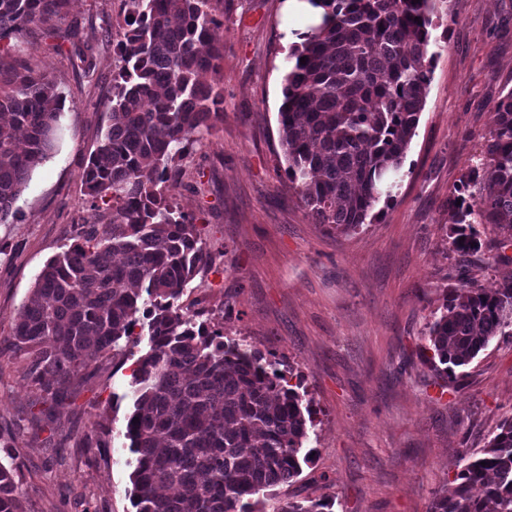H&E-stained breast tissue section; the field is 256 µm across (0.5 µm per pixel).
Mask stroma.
Segmentation results:
<instances>
[{"label":"stroma","instance_id":"stroma-1","mask_svg":"<svg viewBox=\"0 0 512 512\" xmlns=\"http://www.w3.org/2000/svg\"><path fill=\"white\" fill-rule=\"evenodd\" d=\"M283 0H213L224 26V122L181 159L186 186L174 203L196 218L220 262L199 273L181 299L228 336L289 361L304 377L319 423L311 461L267 506L329 495L336 512H428L456 461L484 447L512 416V339H495L447 379L428 360L423 333L457 287L448 250V199L477 165L492 125V102L512 89V0H441L425 107L390 203L355 231L327 232L289 190L278 109L290 44ZM120 0H72L68 18L109 28ZM92 77L31 40L28 64L54 79L68 110L56 165L34 174L18 218L0 224V433L15 435L25 512H135L132 454L124 438L131 374L141 347L103 356L82 386L36 421L43 394L27 362L7 349L13 318L36 275L74 242L89 212L81 167L108 126L100 102L117 59L93 39ZM485 245L470 275L483 288L512 276V246L481 225ZM108 423L109 445L95 447Z\"/></svg>","mask_w":512,"mask_h":512}]
</instances>
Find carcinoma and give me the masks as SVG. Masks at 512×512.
Returning <instances> with one entry per match:
<instances>
[{
    "mask_svg": "<svg viewBox=\"0 0 512 512\" xmlns=\"http://www.w3.org/2000/svg\"><path fill=\"white\" fill-rule=\"evenodd\" d=\"M108 31L119 59L110 123L80 177L89 217L51 258L17 310L8 349L57 401L106 354H126L147 330L132 373L124 436L136 454V512H266L275 489L309 462L316 410L303 377L283 359L224 337L179 300L215 261L194 217L168 199L183 184L176 164L224 123V89L203 80L224 56L212 0H120ZM319 24L290 47L279 137L290 188L314 223L346 233L391 189L424 109L435 57L430 27L439 0H308ZM71 0H0V224L34 171L55 154L64 95L32 69L16 43L35 33L91 75L93 31L55 24ZM419 21H414V18ZM306 63H300V58ZM482 160L448 197V250L481 249L477 224L512 243V89L494 102ZM512 338V277L475 286L461 270L425 332L432 365L448 376L496 337ZM296 383H291V380ZM138 422H133V419ZM17 467L0 458V512H23ZM330 497L286 502L278 512H333ZM429 512H512V417L487 445L460 456L453 485Z\"/></svg>",
    "mask_w": 512,
    "mask_h": 512,
    "instance_id": "carcinoma-1",
    "label": "carcinoma"
}]
</instances>
